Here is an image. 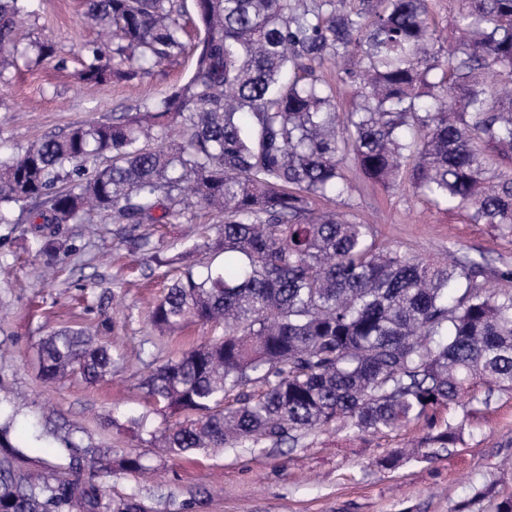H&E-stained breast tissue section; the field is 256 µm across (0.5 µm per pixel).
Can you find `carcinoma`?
<instances>
[{
	"label": "carcinoma",
	"instance_id": "carcinoma-1",
	"mask_svg": "<svg viewBox=\"0 0 512 512\" xmlns=\"http://www.w3.org/2000/svg\"><path fill=\"white\" fill-rule=\"evenodd\" d=\"M25 0H0V72L53 44L17 40ZM188 81L142 113L77 125L0 155V224L26 215L46 268L76 249L60 227L94 212L115 224L168 223L201 204L224 214L191 250L224 255L187 266L154 304L161 334L188 322L220 336L152 369L141 386L153 411L184 420L160 435L172 455L276 446L339 423L395 430L454 404L479 384L512 391V289H491L467 257L428 263L381 249L373 226L318 213L348 192L344 164L388 187L408 184L475 223L512 227V0H462L450 53L427 0H194ZM112 38L102 63L83 46L87 83L131 80L186 47L177 0H86ZM345 62L353 107L336 112L319 74ZM110 156L111 163L89 172ZM98 296L92 327L51 331L37 349L46 382L73 374L94 383L115 359L99 337L115 323ZM263 389L254 398L248 388ZM17 411L0 402V512H145L112 497L114 468L145 473L139 456L112 465V449L83 448L74 431L33 424L28 447L55 444L60 473H25L10 439ZM446 421L422 438L425 458L461 441Z\"/></svg>",
	"mask_w": 512,
	"mask_h": 512
}]
</instances>
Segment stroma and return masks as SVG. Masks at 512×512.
Here are the masks:
<instances>
[{"instance_id": "obj_1", "label": "stroma", "mask_w": 512, "mask_h": 512, "mask_svg": "<svg viewBox=\"0 0 512 512\" xmlns=\"http://www.w3.org/2000/svg\"><path fill=\"white\" fill-rule=\"evenodd\" d=\"M32 16L25 40L49 37L52 59L19 61L0 82V153L8 155L51 134L76 125L109 121L126 112H141L182 85L195 57L185 52L130 81L86 83L79 74L85 57L80 46H104L98 28L84 16L82 0H30ZM350 194L332 209L353 221L374 222L385 245L421 259L446 261L449 252L487 261L492 270H512V231L498 224H477L461 209L439 208L413 195L407 186L388 188L367 179L355 167L345 169ZM222 214L191 209L168 224L119 227L111 217L93 215L90 223L71 224L67 234L88 244L84 257L60 255L52 281L42 282L34 246L24 225H0V391L27 396L13 436L23 440L31 421L75 422L81 443L107 445L113 459L141 455L152 468L149 478L115 472L111 490L134 496L151 512H491L488 501L474 497L476 488L493 485L512 495V392L487 393V406L465 421L463 441L433 460L413 458L393 469L379 462L391 451L417 442L427 421L385 433H352L339 425L303 435L297 444L262 443L224 448L208 454L158 456L150 435L175 426L177 417L153 413L140 381L145 362L164 363L205 341L209 326L191 323L167 336L148 321L153 302L175 275L161 266L156 252L174 255L192 245L202 228L222 224ZM98 283L110 290L106 308L117 325L108 342L123 365L111 377L87 383L63 377L44 383L37 347L50 331L88 317L91 294L81 285ZM146 416L140 436L126 431L129 418Z\"/></svg>"}]
</instances>
